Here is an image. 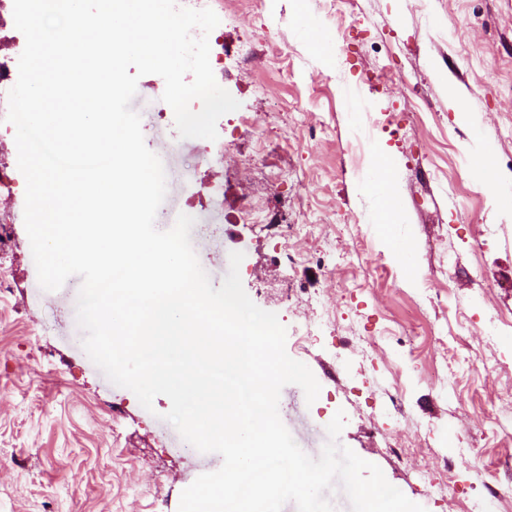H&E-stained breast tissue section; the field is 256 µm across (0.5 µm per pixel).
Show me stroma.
Wrapping results in <instances>:
<instances>
[{
    "label": "stroma",
    "mask_w": 512,
    "mask_h": 512,
    "mask_svg": "<svg viewBox=\"0 0 512 512\" xmlns=\"http://www.w3.org/2000/svg\"><path fill=\"white\" fill-rule=\"evenodd\" d=\"M244 3L216 5L224 63L213 72L240 109L218 119L205 162L195 160L198 140L180 138L173 112L156 107L160 76L138 81L145 143L157 150L162 137L171 148L161 213L194 218L213 286L230 253L243 252L247 295L278 315L287 353L321 386L311 404L296 385L280 395L281 420L305 453L320 456L341 411L339 443L426 512H512V472L498 476L497 505L481 484L512 440V416L467 414L512 383V209L471 168L489 153L512 173V0H347L330 18L307 0L335 47L331 65L310 52L291 0H266L257 15ZM242 41L266 67L241 63ZM452 89L470 123L449 108ZM276 101L289 110L273 112ZM243 112L276 113L287 146L259 152ZM378 147L395 161L397 226L369 221ZM0 166L15 186L0 199V512H178L197 474L170 444L169 399L144 409L73 343L75 292L38 283L14 132L0 134ZM283 170L288 181L272 182ZM243 195L263 202L268 223L242 219ZM282 224L312 225L314 237L283 239ZM417 440L428 459L410 453ZM424 466L432 481L420 480ZM449 471L455 495L437 484Z\"/></svg>",
    "instance_id": "35a3bbf8"
}]
</instances>
